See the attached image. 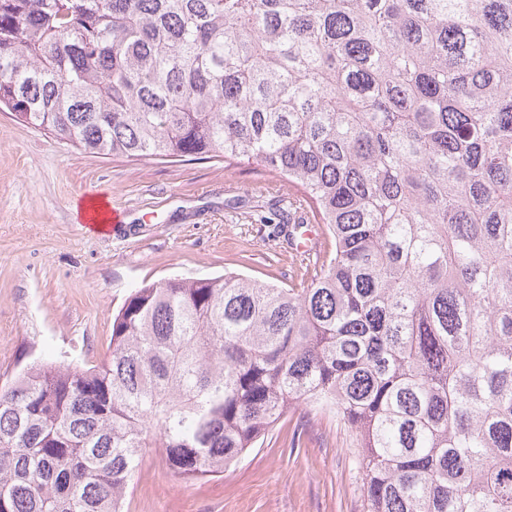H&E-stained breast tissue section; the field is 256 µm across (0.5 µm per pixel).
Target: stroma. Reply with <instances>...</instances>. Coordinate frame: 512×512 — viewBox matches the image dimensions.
<instances>
[{
  "label": "stroma",
  "instance_id": "obj_1",
  "mask_svg": "<svg viewBox=\"0 0 512 512\" xmlns=\"http://www.w3.org/2000/svg\"><path fill=\"white\" fill-rule=\"evenodd\" d=\"M123 214L90 231L82 205ZM288 187L253 162L130 161L77 151L0 112V382L38 358L94 364L133 288L229 271L279 285L300 279L280 213ZM302 445L289 447L293 433ZM218 477L185 481L160 450L144 458L127 512H362L363 484L334 417L290 411Z\"/></svg>",
  "mask_w": 512,
  "mask_h": 512
}]
</instances>
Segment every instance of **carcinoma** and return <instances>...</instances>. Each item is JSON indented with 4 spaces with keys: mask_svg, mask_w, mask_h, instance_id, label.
<instances>
[{
    "mask_svg": "<svg viewBox=\"0 0 512 512\" xmlns=\"http://www.w3.org/2000/svg\"><path fill=\"white\" fill-rule=\"evenodd\" d=\"M0 106L83 153L252 160L332 250L134 289L96 365L0 384V512H124L302 407L363 512H512V0H0Z\"/></svg>",
    "mask_w": 512,
    "mask_h": 512,
    "instance_id": "1",
    "label": "carcinoma"
}]
</instances>
